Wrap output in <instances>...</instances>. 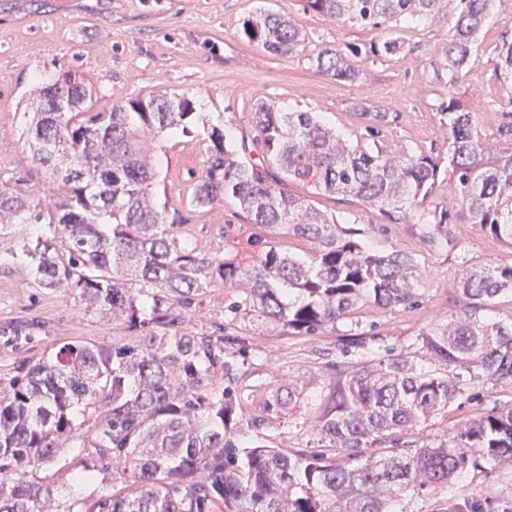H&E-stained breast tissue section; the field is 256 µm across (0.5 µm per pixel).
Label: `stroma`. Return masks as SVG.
<instances>
[{"label":"stroma","mask_w":512,"mask_h":512,"mask_svg":"<svg viewBox=\"0 0 512 512\" xmlns=\"http://www.w3.org/2000/svg\"><path fill=\"white\" fill-rule=\"evenodd\" d=\"M263 10L298 17L306 34V51L290 58L267 53L242 35L246 19ZM512 0H494L481 33V49L457 91L474 117L479 137L490 153L504 144L500 128L505 117L499 108L504 91L493 73L494 49L507 21ZM403 54L382 59L363 58L355 83L337 81L317 72L308 56L336 43L362 45L379 39L380 31L358 25L337 26L316 12L303 9L301 0H0V176L28 183L41 181L42 172L24 143L37 87L72 71L92 86L88 111L103 112L112 105L142 95H186L193 99L197 120L192 133L174 131L153 150L158 174L157 201H168L185 220V230L205 251H223L227 224L241 227L239 249H246L256 226L247 224L232 198L206 211L189 202L209 157L204 123L225 127L234 135L252 131L253 114L267 103L283 111L318 113L327 126L349 141L369 139L393 154L425 152L447 157L448 131L439 105L448 93L436 80L430 53L448 38V17L395 31ZM397 113L394 123L368 133L355 103ZM291 194L309 198L320 211L352 223L374 249H398L415 255L423 280V303L413 309L365 304L354 318L337 322L315 336H298L279 329L249 325L234 328L247 349L245 381L257 391L292 383L305 391L327 384L325 365L343 358L364 340L370 358L387 349L409 350L423 327L448 322L455 311L462 267L479 269L491 263L512 262V246L464 221L449 225L448 241L433 245L422 236L416 218L389 222L378 207L344 194L315 193L289 183ZM224 291L211 288L196 300L185 326L210 333L220 322ZM31 322L28 337L8 342L1 331ZM125 321L102 317L78 296L31 287L25 275L0 273V379L13 375L23 357L37 359L67 341H132ZM474 401L450 408L419 430L421 440H439L450 422L512 400V388L480 382L471 386ZM76 449H64L41 471L43 484L70 491L74 499L90 503L112 488V472L95 471L91 484L75 482L79 468Z\"/></svg>","instance_id":"35a3bbf8"}]
</instances>
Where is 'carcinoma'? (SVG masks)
Returning <instances> with one entry per match:
<instances>
[{"mask_svg": "<svg viewBox=\"0 0 512 512\" xmlns=\"http://www.w3.org/2000/svg\"><path fill=\"white\" fill-rule=\"evenodd\" d=\"M302 2L304 11L338 25L389 30L432 22L447 9L448 41L433 50L430 65L448 84L440 113L461 213L436 207L419 223L446 233L455 219H466L512 246V146L484 160L472 113L453 91L478 58V34L494 0ZM243 33L280 57L305 42L297 19L274 12L247 20ZM403 51L389 35L363 47L325 46L310 62L354 82L360 58ZM493 71L510 90L504 108L511 117V25L495 48ZM92 97L69 74L42 89L25 144L53 193L0 180V271L20 269L35 288L76 294L138 334L132 344L68 342L14 367L0 396V512H60L36 474L62 448H92L102 468L134 477L83 512H406L404 499L441 491L448 492V512H512L473 488L477 475L512 467V400L453 424L438 443L414 439L420 424L471 399L473 382L512 388V320L491 314L497 298L512 293L511 263L462 269L460 314L421 331L414 352L388 349L374 362L329 364L319 391L290 383L255 394L243 379L239 338L227 335L262 321L314 336L367 302L421 305L413 255L374 251L357 229L283 186L301 182L350 195L399 223L435 191L441 158L347 143L312 112L266 105L254 112L250 136L204 125L210 155L191 205L211 208L232 197L248 223L266 229L240 259L199 249L180 234L183 220L168 219V203L154 202L155 173L141 141L187 128L193 101L138 95L88 114ZM59 98L66 111H50ZM357 116L389 124L398 113L364 104ZM30 224L36 233L18 231ZM281 236L304 244L302 254L282 251ZM215 286L224 289L222 333L183 331V313ZM90 411L97 417L84 432ZM245 414L255 440L243 447L230 426ZM286 416L302 419L317 444H268L267 429Z\"/></svg>", "mask_w": 512, "mask_h": 512, "instance_id": "1", "label": "carcinoma"}]
</instances>
